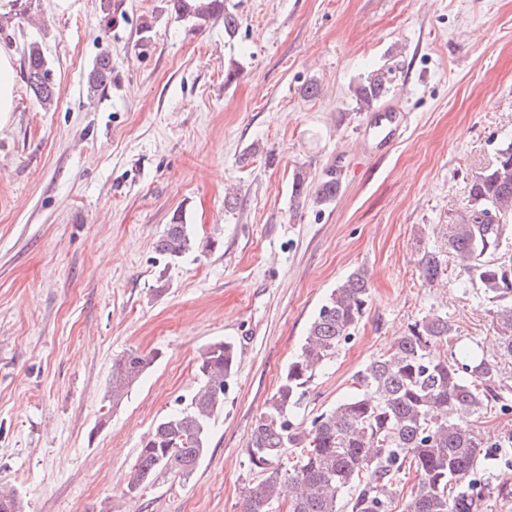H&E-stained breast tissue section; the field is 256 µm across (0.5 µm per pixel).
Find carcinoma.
<instances>
[{
    "label": "carcinoma",
    "instance_id": "carcinoma-1",
    "mask_svg": "<svg viewBox=\"0 0 512 512\" xmlns=\"http://www.w3.org/2000/svg\"><path fill=\"white\" fill-rule=\"evenodd\" d=\"M176 13L207 21L224 16L233 33L237 17L224 0H170ZM26 82L40 107L57 104L55 84L42 45L33 41L25 58ZM112 81V57L102 51L88 75L89 92ZM392 69L379 68L353 88L356 104L369 110L387 99ZM340 182L320 181L311 196L322 208L336 201ZM307 175L292 182L295 201L306 198ZM471 207L451 225L448 246L463 269L483 288L501 348L512 356V253L502 250L512 222V141L495 162L479 172L470 187ZM190 225L175 219L165 226L156 252L177 261L197 251ZM425 283L442 273L440 256L427 251L419 260ZM369 301L362 270L350 273L332 291L311 322L300 353L288 364L255 427L250 464L263 478L245 488L243 512H272L282 487L293 489L288 512H478L483 495L478 475L487 451L476 425L491 403L508 408L497 363L468 348L443 356L448 320L429 314L398 338L392 348L354 374L355 392L336 407L314 416L309 426L294 421L315 377L361 322ZM231 341L209 344L200 354L198 388L180 407L163 416L144 438L137 461L126 477V492L136 494L165 471L189 477L209 448L212 417L224 406V393L236 371ZM155 355L132 351L112 364L107 398L116 407L152 367ZM298 451L287 464L288 449ZM416 483L400 501L402 476ZM0 512H23L15 491L0 492Z\"/></svg>",
    "mask_w": 512,
    "mask_h": 512
}]
</instances>
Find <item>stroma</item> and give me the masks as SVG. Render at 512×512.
<instances>
[{"instance_id":"obj_1","label":"stroma","mask_w":512,"mask_h":512,"mask_svg":"<svg viewBox=\"0 0 512 512\" xmlns=\"http://www.w3.org/2000/svg\"><path fill=\"white\" fill-rule=\"evenodd\" d=\"M239 26L181 19L169 0H0L14 110L0 125V487L25 512H242L260 478L248 450L310 323L352 271L370 287L363 320L316 376L308 421L428 314L448 344L498 363L477 280L447 245L475 173L512 141V0H226ZM151 18L150 46L139 51ZM40 42L58 104L25 79ZM112 81L89 93L101 49ZM392 65L383 142L355 82ZM317 82L318 96L305 86ZM334 176L333 205H294L293 174ZM236 188L237 203L224 202ZM206 249L164 263L175 217ZM440 251L424 282L419 259ZM238 350L209 449L189 479L163 472L125 492L143 438L196 386L209 344ZM157 353L119 406L112 362ZM485 483L512 484V411L484 410ZM421 276L425 283L434 284L442 273L440 256L433 251L424 252L419 260Z\"/></svg>"}]
</instances>
